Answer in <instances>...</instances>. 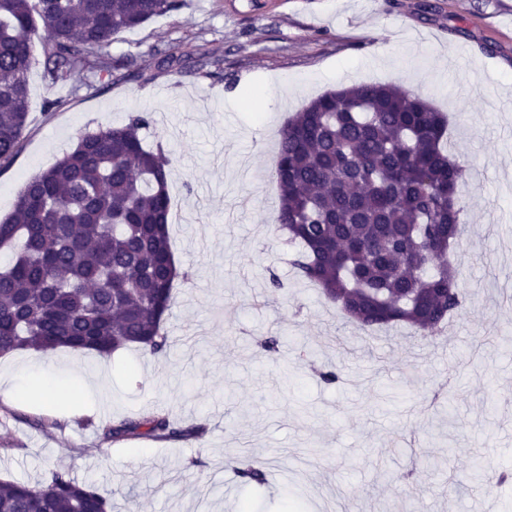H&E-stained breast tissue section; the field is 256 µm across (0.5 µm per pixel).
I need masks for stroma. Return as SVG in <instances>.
<instances>
[{
    "label": "stroma",
    "instance_id": "1",
    "mask_svg": "<svg viewBox=\"0 0 512 512\" xmlns=\"http://www.w3.org/2000/svg\"><path fill=\"white\" fill-rule=\"evenodd\" d=\"M258 2L182 0L116 35L108 74L55 83L33 65L0 217L82 132L143 112L146 145L171 159L170 239L188 279L163 353L61 349L71 395H0V479L62 467L110 512H478L487 491L494 512H512V484L472 479L478 460L512 471V0ZM359 83L401 84L447 115L463 170L451 259L464 308L430 336L366 335L300 279L274 222L279 129ZM329 370L338 382L321 379ZM148 413L207 431L112 443L98 429ZM244 454L265 467L264 488L228 467Z\"/></svg>",
    "mask_w": 512,
    "mask_h": 512
}]
</instances>
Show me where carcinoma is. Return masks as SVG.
<instances>
[{
    "mask_svg": "<svg viewBox=\"0 0 512 512\" xmlns=\"http://www.w3.org/2000/svg\"><path fill=\"white\" fill-rule=\"evenodd\" d=\"M179 0H0V164L29 124L33 48L45 75L79 66L111 71L119 32L174 11ZM140 113L85 132L54 165L31 176L0 219V356L59 348L155 354L180 272L171 249L170 159L143 144ZM447 121L397 83L328 91L278 135L275 222L298 247L299 276L348 321L368 330L403 324L432 331L462 309L460 271L448 259L460 236V166L444 143ZM103 438L199 439L202 426L166 415L125 417ZM267 482L253 462L236 468ZM97 488L61 467L42 481H0V512H108Z\"/></svg>",
    "mask_w": 512,
    "mask_h": 512,
    "instance_id": "1",
    "label": "carcinoma"
}]
</instances>
